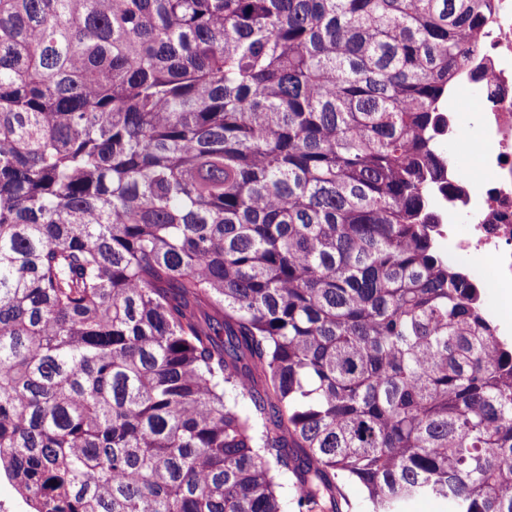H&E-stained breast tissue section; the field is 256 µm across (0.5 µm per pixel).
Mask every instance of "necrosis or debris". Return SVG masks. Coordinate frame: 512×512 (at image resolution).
I'll list each match as a JSON object with an SVG mask.
<instances>
[{
	"label": "necrosis or debris",
	"instance_id": "obj_1",
	"mask_svg": "<svg viewBox=\"0 0 512 512\" xmlns=\"http://www.w3.org/2000/svg\"><path fill=\"white\" fill-rule=\"evenodd\" d=\"M493 20L476 53L480 78L463 73L458 89L468 91L474 107L450 118L451 136L466 128L479 132L473 163L449 168L455 192L445 203L456 218L448 242L468 259L469 272L507 314L512 334V0H489Z\"/></svg>",
	"mask_w": 512,
	"mask_h": 512
}]
</instances>
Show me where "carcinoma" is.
Returning a JSON list of instances; mask_svg holds the SVG:
<instances>
[{
  "label": "carcinoma",
  "instance_id": "obj_1",
  "mask_svg": "<svg viewBox=\"0 0 512 512\" xmlns=\"http://www.w3.org/2000/svg\"><path fill=\"white\" fill-rule=\"evenodd\" d=\"M490 22L0 0V480L30 512H352L349 483L512 512V345L435 206Z\"/></svg>",
  "mask_w": 512,
  "mask_h": 512
}]
</instances>
